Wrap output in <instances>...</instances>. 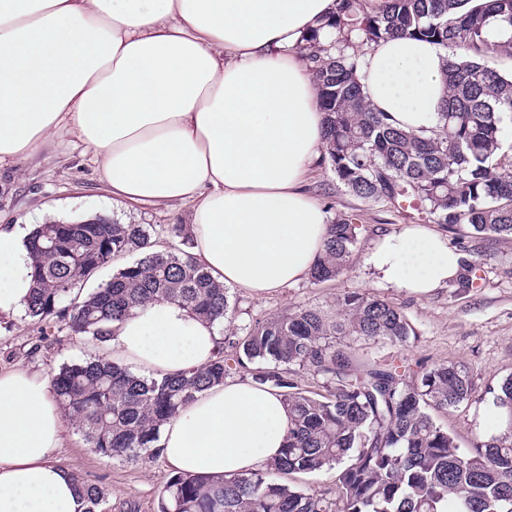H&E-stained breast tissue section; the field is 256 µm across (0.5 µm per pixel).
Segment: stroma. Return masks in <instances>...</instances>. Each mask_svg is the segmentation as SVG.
I'll list each match as a JSON object with an SVG mask.
<instances>
[{"instance_id":"1","label":"stroma","mask_w":512,"mask_h":512,"mask_svg":"<svg viewBox=\"0 0 512 512\" xmlns=\"http://www.w3.org/2000/svg\"><path fill=\"white\" fill-rule=\"evenodd\" d=\"M306 186L329 217L344 213L356 218L360 233L353 263L335 280L316 284L306 279L263 300L239 288L229 289L237 327L296 306L331 303L344 291L368 292L398 307L416 335L403 346L383 341L363 344V358L394 361L412 377L421 366L456 362L472 372L481 393L512 375V239L467 240L468 249L480 262V282L472 291L457 295L443 286L426 296L412 295L376 283L365 263L379 238L411 225L408 213L367 204L347 194L321 161L315 163ZM96 216L122 224L188 221L187 209L176 205L143 206L113 200L100 179L95 157L65 127L57 130L36 158L14 169H0V225H38L50 218L78 221ZM59 335L61 344L40 349L36 346L39 333L24 313L0 317V366L21 365L52 373L61 364L100 357L105 352L104 345L88 337H74L69 328H61ZM494 411L491 398L485 397L436 413L435 418L465 450L476 437L497 432ZM58 458L101 487L112 512H158L160 493L172 475L159 459L130 463L100 456L86 447L74 430Z\"/></svg>"}]
</instances>
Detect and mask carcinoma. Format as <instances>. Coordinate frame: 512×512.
<instances>
[{"label": "carcinoma", "mask_w": 512, "mask_h": 512, "mask_svg": "<svg viewBox=\"0 0 512 512\" xmlns=\"http://www.w3.org/2000/svg\"><path fill=\"white\" fill-rule=\"evenodd\" d=\"M320 29L298 52L309 65L325 114L323 159L350 195L413 213L455 238L512 239V154L503 124L512 118V78L489 62L512 55V0H336ZM508 34L494 40L491 29ZM392 38H423L450 51L441 72L446 90L437 127L406 131L365 100L357 73L364 52ZM357 243L353 218L338 215L311 272L323 283L343 274ZM185 224H40L28 248L32 288L26 315L40 341L61 322L74 334L103 342L110 325L155 300L182 305L225 326L224 342L205 365L161 379L142 378L102 358L62 365L51 388L84 443L108 458L159 456L162 425L196 395L220 386L232 366L259 387L279 390L292 418L279 460L245 476L176 474L164 487L160 512H512V375L494 390L504 414L500 432L459 450L432 411L469 402L470 372L455 363L424 367L415 383L394 363H363L354 343L402 344L414 331L400 309L368 293L346 291L331 310L298 307L233 325L227 288L191 253ZM137 259L103 286L83 293L100 269L127 255ZM477 264L461 258L449 286L475 287ZM322 380L309 390L299 373ZM333 472L335 498L269 478ZM86 512H104V492L76 476Z\"/></svg>", "instance_id": "cac0c4a2"}]
</instances>
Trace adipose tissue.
<instances>
[{
	"instance_id": "obj_1",
	"label": "adipose tissue",
	"mask_w": 512,
	"mask_h": 512,
	"mask_svg": "<svg viewBox=\"0 0 512 512\" xmlns=\"http://www.w3.org/2000/svg\"><path fill=\"white\" fill-rule=\"evenodd\" d=\"M336 0H0V165L35 157L62 126L117 199L187 206L193 253L224 285L264 299L307 278L329 234L306 190L323 114L297 48ZM444 49L390 39L358 71L367 101L406 130L439 122ZM29 230L0 227V314L32 286ZM377 279L426 296L459 256L421 226L380 238ZM219 325L158 301L115 323L109 358L159 378L203 366ZM277 390L237 379L197 394L161 429L176 472L234 476L273 460L288 434ZM67 421L50 379L0 369V512H85L55 454Z\"/></svg>"
}]
</instances>
